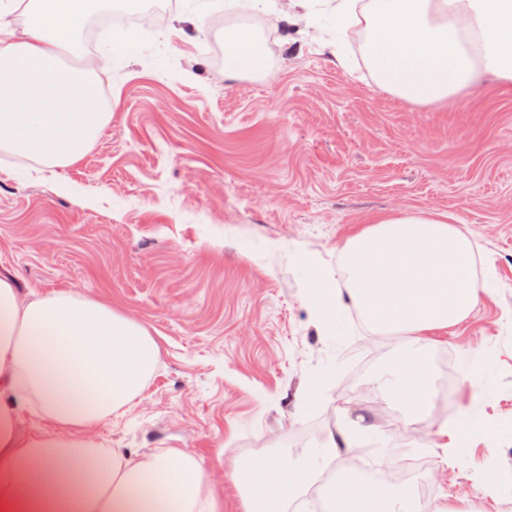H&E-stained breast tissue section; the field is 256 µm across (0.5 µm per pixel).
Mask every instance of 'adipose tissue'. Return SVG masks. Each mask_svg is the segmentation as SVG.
Wrapping results in <instances>:
<instances>
[{"label":"adipose tissue","mask_w":512,"mask_h":512,"mask_svg":"<svg viewBox=\"0 0 512 512\" xmlns=\"http://www.w3.org/2000/svg\"><path fill=\"white\" fill-rule=\"evenodd\" d=\"M102 0H0V150L49 167L77 162L112 118L90 74L63 68L86 15ZM23 9L27 20L7 17ZM337 29L363 24L377 85L415 104L448 100L487 76L512 85V0H336ZM475 245L451 213L383 216L343 247L335 276L311 294L327 335L349 308L369 327L408 334L461 322L490 293ZM159 347L141 324L75 291L21 298L0 278V512H218L199 460L181 448L138 455L88 432L125 413L156 372ZM406 356L379 383L405 420L427 421L437 397L429 368L408 380ZM46 425L24 430L26 412ZM372 427L349 417L339 438L302 458L269 456L237 469L247 512H286L322 469L362 447ZM328 512H444L411 491L348 476L327 483Z\"/></svg>","instance_id":"1"}]
</instances>
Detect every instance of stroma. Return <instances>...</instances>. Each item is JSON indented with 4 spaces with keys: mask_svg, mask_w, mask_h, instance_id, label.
<instances>
[{
    "mask_svg": "<svg viewBox=\"0 0 512 512\" xmlns=\"http://www.w3.org/2000/svg\"><path fill=\"white\" fill-rule=\"evenodd\" d=\"M149 25L121 59L116 30H81L67 66L94 72L112 119L84 156L19 180L0 151V278L21 295L75 290L141 323L158 370L123 415L92 429L109 448H183L222 512H244L228 478L286 449L299 457L365 415L376 466L422 457L428 504L512 512V436L432 447L429 423L394 415L378 377L405 342L351 315L326 335L310 297L313 264L332 272L347 240L383 214L449 212L478 245L495 288L458 325L429 332L425 360L448 382L437 420L456 423L474 390L462 353L492 366L481 415L512 419V87L488 81L447 101L400 100L373 80L362 43L337 34L331 0H142ZM273 43L229 78L224 38Z\"/></svg>",
    "mask_w": 512,
    "mask_h": 512,
    "instance_id": "obj_1",
    "label": "stroma"
}]
</instances>
